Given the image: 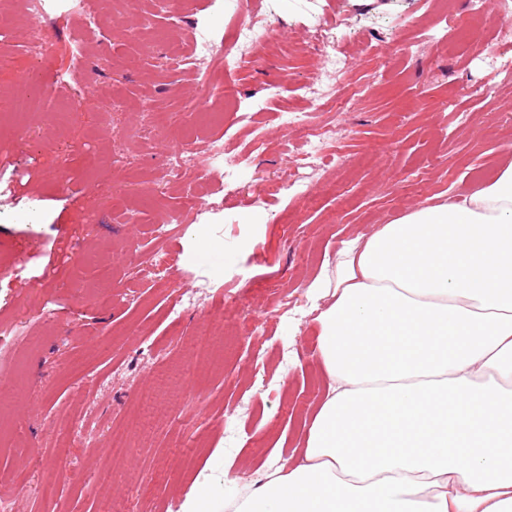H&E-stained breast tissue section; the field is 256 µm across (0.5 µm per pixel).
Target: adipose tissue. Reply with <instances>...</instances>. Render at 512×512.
<instances>
[{"instance_id": "adipose-tissue-1", "label": "adipose tissue", "mask_w": 512, "mask_h": 512, "mask_svg": "<svg viewBox=\"0 0 512 512\" xmlns=\"http://www.w3.org/2000/svg\"><path fill=\"white\" fill-rule=\"evenodd\" d=\"M308 292L324 400L226 512H512V154L348 240Z\"/></svg>"}]
</instances>
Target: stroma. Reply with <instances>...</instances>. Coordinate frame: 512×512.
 Returning <instances> with one entry per match:
<instances>
[{"mask_svg": "<svg viewBox=\"0 0 512 512\" xmlns=\"http://www.w3.org/2000/svg\"><path fill=\"white\" fill-rule=\"evenodd\" d=\"M81 2L44 21L57 45L46 100L23 88L41 70L27 21L14 16L0 40V99L37 100L22 122L0 119V497L14 512H176L192 489L220 503L236 492L225 470L247 475L303 446L325 391L307 296L325 264L413 207L496 179L512 152V75L479 47L512 54V22L502 0H483L477 25L468 0H455L461 40L408 53L425 0H249L279 43L226 78L248 127L226 112L220 86L200 87L188 37L202 25L224 36L232 9L140 0L76 53L86 18L114 10ZM323 19L349 26L358 62L347 87L379 76L346 112L302 92L320 72L306 40ZM286 112L336 127L329 162L300 187L288 181L301 143ZM141 125L158 135L134 136ZM256 127L264 152L242 156L234 191L208 173L203 216L184 209V184L149 196L182 134H195L197 153L220 136L226 154L242 155ZM171 213L180 224L157 238ZM158 248L171 258L164 280L142 263ZM106 283L112 304L100 308L92 295ZM186 290L198 305L171 315ZM285 298L296 314L276 318ZM218 324L212 354L198 353L196 338ZM69 465L84 482L68 481Z\"/></svg>", "mask_w": 512, "mask_h": 512, "instance_id": "1", "label": "stroma"}]
</instances>
